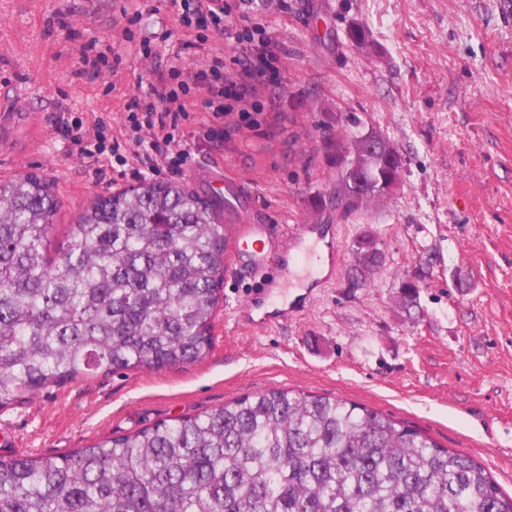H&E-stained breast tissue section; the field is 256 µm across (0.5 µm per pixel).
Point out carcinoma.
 <instances>
[{
    "instance_id": "cac0c4a2",
    "label": "carcinoma",
    "mask_w": 512,
    "mask_h": 512,
    "mask_svg": "<svg viewBox=\"0 0 512 512\" xmlns=\"http://www.w3.org/2000/svg\"><path fill=\"white\" fill-rule=\"evenodd\" d=\"M336 142L332 199L387 193L393 149L354 164ZM58 199L35 172L0 180V410L50 385L202 359L229 235L186 183L97 196L55 257ZM361 273L381 263L372 239ZM0 512H512L470 456L373 408L269 390L66 455L0 456Z\"/></svg>"
}]
</instances>
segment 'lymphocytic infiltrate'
<instances>
[{"instance_id":"1","label":"lymphocytic infiltrate","mask_w":512,"mask_h":512,"mask_svg":"<svg viewBox=\"0 0 512 512\" xmlns=\"http://www.w3.org/2000/svg\"><path fill=\"white\" fill-rule=\"evenodd\" d=\"M172 20H158L142 35L129 28H116L112 42L119 51L113 56L98 52L95 41L75 44L73 57L85 72L105 76L106 65H120L121 54L132 51L143 64L153 63L159 44L180 34L178 47L168 53L164 68L155 70L149 87L129 84L122 88L123 105L115 126L99 118L85 117L69 123L57 121L56 129L67 142L70 156L91 160L97 181H105L110 169L102 164L106 148L118 151L121 165L133 177L177 172L187 155L179 129L203 102L216 122L234 111L253 90L251 64L256 48H269L267 36L254 29H237L228 20L224 0H172ZM235 44L234 73L224 70V47Z\"/></svg>"}]
</instances>
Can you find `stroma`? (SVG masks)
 <instances>
[{
  "instance_id": "stroma-1",
  "label": "stroma",
  "mask_w": 512,
  "mask_h": 512,
  "mask_svg": "<svg viewBox=\"0 0 512 512\" xmlns=\"http://www.w3.org/2000/svg\"><path fill=\"white\" fill-rule=\"evenodd\" d=\"M234 26H264L272 56L243 111L207 139L197 107L180 128L179 176L219 207L231 247L214 346L161 370H122L61 386L0 411V454H66L158 421L192 416L273 389L359 403L481 464L512 495V10L505 0H227ZM81 16L82 40L106 49L121 0H0V178L35 172L60 202L49 251L99 183L68 156L56 116L109 120V83H149L134 55L112 79L79 74L60 19ZM365 39H351L353 27ZM379 133L400 158V187L343 211L321 212L336 167L331 144ZM284 224L337 234L335 281L313 288L316 260L281 277ZM372 234L381 264L354 288L357 243ZM277 277L274 299L313 291L311 309L275 329L235 326L241 301ZM418 285L405 307L406 282Z\"/></svg>"
}]
</instances>
